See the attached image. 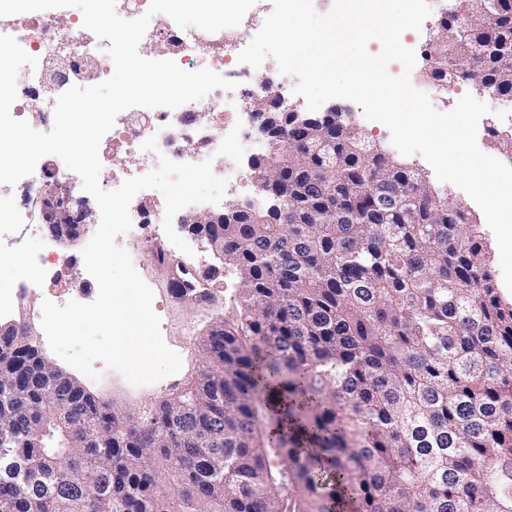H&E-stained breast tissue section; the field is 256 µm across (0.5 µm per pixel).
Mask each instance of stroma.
<instances>
[{
	"label": "stroma",
	"mask_w": 512,
	"mask_h": 512,
	"mask_svg": "<svg viewBox=\"0 0 512 512\" xmlns=\"http://www.w3.org/2000/svg\"><path fill=\"white\" fill-rule=\"evenodd\" d=\"M439 20V13H431L421 30L408 32L406 46L413 49L417 55L416 65L411 73L413 86L428 95L437 111L447 112L453 109L464 95L473 93L474 86L471 82L460 81L452 87L444 88L427 77L423 52L437 33ZM86 203L91 210V216L83 238L72 243H60L47 236H32L26 225L16 223L18 196L13 187H0V224H10L14 227L12 252L6 260L0 262V284L10 286L20 282L27 283L30 289L25 301L27 309L40 310L45 296L56 293L80 296L88 303L97 298L98 289L93 279L76 273L77 267L84 264L82 250L96 233L101 219L95 199L87 198ZM116 242L128 252L135 270L153 291L152 307L161 320L163 339L182 359V367L177 373L152 384L135 386L120 372L108 369L98 361L94 364L98 376L93 379L52 352L48 342L41 338V319H29L28 324L32 329L31 341L39 353L83 385L100 403L108 405L112 411L120 414L143 415L149 408L187 388L204 369L206 334L215 323L234 312L235 306L231 299L237 288L238 277L234 270L222 268L220 260L213 255L203 240L192 236L187 239L192 249L188 255L178 250L166 234H159L152 239L147 238L145 230L137 224L132 225L124 235L117 237ZM38 253L65 260L66 267L62 271L60 281L37 278L34 256ZM174 264L218 269L219 277L214 283L219 296L218 304L204 308L193 301L172 299L166 284L171 275L170 267Z\"/></svg>",
	"instance_id": "obj_1"
}]
</instances>
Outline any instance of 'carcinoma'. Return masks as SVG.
<instances>
[{
  "label": "carcinoma",
  "instance_id": "carcinoma-1",
  "mask_svg": "<svg viewBox=\"0 0 512 512\" xmlns=\"http://www.w3.org/2000/svg\"><path fill=\"white\" fill-rule=\"evenodd\" d=\"M427 53L439 85L512 99V0H454ZM286 129L255 180H288L291 222L228 205L211 226L239 305L180 394L118 425L0 335V458L47 477L0 478V512H512V300L482 225L355 127Z\"/></svg>",
  "mask_w": 512,
  "mask_h": 512
}]
</instances>
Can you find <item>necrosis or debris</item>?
<instances>
[{"label": "necrosis or debris", "instance_id": "necrosis-or-debris-1", "mask_svg": "<svg viewBox=\"0 0 512 512\" xmlns=\"http://www.w3.org/2000/svg\"><path fill=\"white\" fill-rule=\"evenodd\" d=\"M258 30V25L246 23L214 33L196 27L184 30L167 15L151 16L144 43H166V59L182 68L195 65L209 69L235 81L237 87L232 91L214 89L202 99L174 110L126 109L118 114L113 128L102 138V145L122 144L126 153L139 156L140 171L144 174L156 167L162 154L175 162L197 164L201 161L196 149L199 118L206 115L216 129L208 140V154L223 157L224 177L228 186H235L239 177L234 160L237 148L244 144L257 152L268 148L251 123L252 103L263 89L254 79V68L238 61L240 52ZM0 35L13 36L38 60L36 68L27 69L25 82L17 87L11 114L19 120L34 104L46 122H53L59 95L74 85L103 82L114 71L107 53L109 40L99 39L84 27L82 17H69L64 8L0 17ZM151 136L157 139L158 150L154 153L141 148ZM73 182L72 171L60 161L51 167L37 165L31 175L20 180L16 189L32 202L40 197L47 184Z\"/></svg>", "mask_w": 512, "mask_h": 512}]
</instances>
